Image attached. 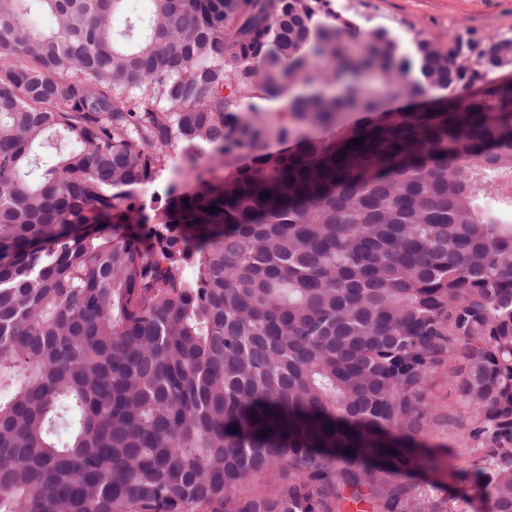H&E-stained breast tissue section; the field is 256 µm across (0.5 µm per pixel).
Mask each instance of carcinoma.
<instances>
[{
  "label": "carcinoma",
  "mask_w": 512,
  "mask_h": 512,
  "mask_svg": "<svg viewBox=\"0 0 512 512\" xmlns=\"http://www.w3.org/2000/svg\"><path fill=\"white\" fill-rule=\"evenodd\" d=\"M124 2L0 0V512H454L400 480L447 362L512 512V36ZM181 147L180 146H174L170 147L168 150L169 159L168 164L163 170L160 175L156 178V180L153 183H148L145 186H142L139 188L137 195L138 197L143 201H149L150 196L154 192V190H160L165 183L168 181V179L171 177L172 171L181 164Z\"/></svg>",
  "instance_id": "obj_1"
}]
</instances>
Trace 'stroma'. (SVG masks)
Here are the masks:
<instances>
[{"label":"stroma","mask_w":512,"mask_h":512,"mask_svg":"<svg viewBox=\"0 0 512 512\" xmlns=\"http://www.w3.org/2000/svg\"><path fill=\"white\" fill-rule=\"evenodd\" d=\"M325 9L352 21L358 35L385 31L407 54L414 53L419 37L445 49L458 38L483 41L492 35L512 36V0H327ZM431 396L433 417L417 441L434 455L437 468L415 475L414 481L430 485L437 498L461 507L471 487L459 474L470 469L473 458L448 455L449 449L460 447L461 442L457 427L446 421L447 413L458 409L447 369L434 374Z\"/></svg>","instance_id":"obj_1"}]
</instances>
